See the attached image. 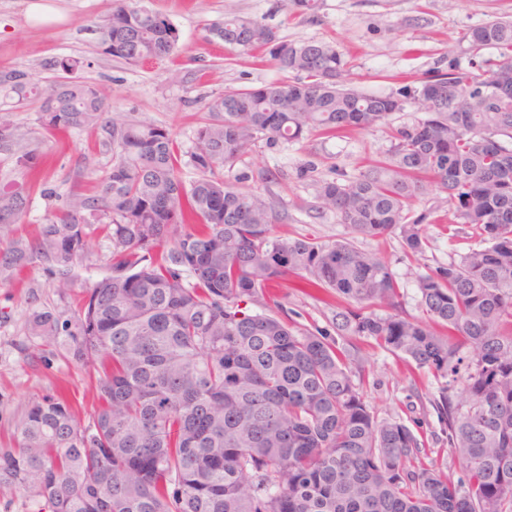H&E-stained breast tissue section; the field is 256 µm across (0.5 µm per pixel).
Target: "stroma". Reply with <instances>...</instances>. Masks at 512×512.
Segmentation results:
<instances>
[{
  "mask_svg": "<svg viewBox=\"0 0 512 512\" xmlns=\"http://www.w3.org/2000/svg\"><path fill=\"white\" fill-rule=\"evenodd\" d=\"M32 0H0V69L25 63L38 69L52 57L85 60L84 80L94 84L120 118H147L167 127L182 151H191L202 117V99L224 91L259 87L282 79L269 52L242 54L210 34L212 23L234 11L274 27L285 42L330 41L350 65L348 82L377 94L417 86L437 70H447L448 50L459 33L493 17L512 19V0H320L312 14L291 11L286 0H144L170 19L181 33L177 52L136 66L101 54L96 28L110 14L113 0H39L44 10L31 12ZM412 109L392 113L366 131L312 134L298 142L258 143L235 166L227 181L241 190L260 189L276 203L278 235L333 242L349 230L334 212L316 211V185L353 177L377 161L391 145V133L417 120ZM99 129H72L47 138L40 157V177L29 183V207L20 221L0 224V239L37 234L52 208L74 193L95 197L111 163ZM54 189L55 198L43 195ZM413 212L430 211L428 247L419 258L406 257L398 234L358 239L359 248L384 257L403 285L398 313L422 317L417 274L448 263L479 247L470 228L449 238L446 193L435 190L416 200ZM112 272V245L101 231L90 235L76 268V291L60 294L41 262L0 281V448L15 444L27 402L36 396L66 393L82 422H91L97 401L86 374L61 351L44 346L26 328L32 311L74 310L80 289ZM276 294L295 329L324 331L336 338L354 363L352 378L369 411L380 420H399L423 442V464L440 465L451 479L464 472L448 447V428L433 407L442 388L461 399L463 382L447 383L414 362L379 346L373 339L337 335L332 323L341 301L323 292L293 289L283 280Z\"/></svg>",
  "mask_w": 512,
  "mask_h": 512,
  "instance_id": "1",
  "label": "stroma"
}]
</instances>
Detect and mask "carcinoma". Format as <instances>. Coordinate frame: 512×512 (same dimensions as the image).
Masks as SVG:
<instances>
[{
	"instance_id": "carcinoma-1",
	"label": "carcinoma",
	"mask_w": 512,
	"mask_h": 512,
	"mask_svg": "<svg viewBox=\"0 0 512 512\" xmlns=\"http://www.w3.org/2000/svg\"><path fill=\"white\" fill-rule=\"evenodd\" d=\"M142 2L115 0L97 27L102 54L137 65L177 50L178 28ZM212 33L243 52L274 45L293 79L206 102L189 183L173 133L110 120L78 76L85 61H44L47 86L23 66L0 70V153L22 172L36 174L42 141L15 154L23 133L10 114L31 104L42 134L100 128L112 153L100 195H72L36 237L9 240L0 276L41 261L70 292L93 224L113 255L112 274L77 311L29 319L89 376L92 423L61 395L30 399L16 446L0 448V488L43 498L50 512H512V20L465 30L457 45L468 66L451 58L448 72L397 96L347 87V61L331 43H278L272 28L234 13ZM407 106L421 118L396 130L382 160L316 192L356 237L399 232L409 257L424 252L429 217L411 204L431 187L448 194V231L463 224L482 245L416 277L424 320L366 312L400 298L383 257L347 238H282L269 196L224 179L262 140L369 130ZM28 204L26 183L0 190V224ZM163 243L171 248L157 259ZM288 275L343 299L337 335L370 337L450 383L464 378L463 401L444 391L436 402L463 479L417 464L419 439L370 413L349 355L273 311L281 305L268 304L267 288ZM246 300L263 311L242 308Z\"/></svg>"
}]
</instances>
